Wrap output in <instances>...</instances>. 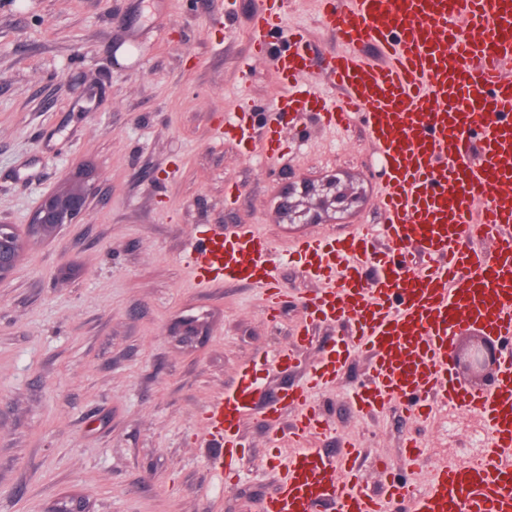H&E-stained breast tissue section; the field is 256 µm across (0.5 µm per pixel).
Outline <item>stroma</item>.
Wrapping results in <instances>:
<instances>
[{
	"label": "stroma",
	"instance_id": "35a3bbf8",
	"mask_svg": "<svg viewBox=\"0 0 512 512\" xmlns=\"http://www.w3.org/2000/svg\"><path fill=\"white\" fill-rule=\"evenodd\" d=\"M257 0H0V224L26 235L0 281V512H261L288 460L269 448L260 415L242 425L236 481L218 482L198 439L201 414L246 362L292 341L314 289L289 256L296 241L379 224L383 172L366 134L340 140L310 126L287 161H264L224 139L245 100L280 92L269 64L243 75ZM287 26L318 50L336 46L317 0H285ZM82 164L99 181L77 223L29 236L40 200ZM240 196L224 203L226 185ZM347 190L342 211L331 186ZM293 194L317 218L281 209ZM250 224L267 235L292 303L269 319L250 287L199 283L187 264L196 228ZM319 327L288 372H258L265 398L305 381L323 345ZM369 372L360 353L316 398L331 435L312 446L333 457L343 438L364 450L362 486L383 467L415 484L471 457L465 425L420 423L398 405L376 417L351 399ZM415 435L423 455L408 461Z\"/></svg>",
	"mask_w": 512,
	"mask_h": 512
}]
</instances>
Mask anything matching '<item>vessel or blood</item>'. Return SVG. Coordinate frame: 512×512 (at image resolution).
Segmentation results:
<instances>
[{"instance_id":"b4317fda","label":"vessel or blood","mask_w":512,"mask_h":512,"mask_svg":"<svg viewBox=\"0 0 512 512\" xmlns=\"http://www.w3.org/2000/svg\"><path fill=\"white\" fill-rule=\"evenodd\" d=\"M321 19L338 47L324 53L317 87H302L313 55L298 29L285 30L281 0H260L250 26L260 39L251 60L269 59L286 92L275 105L251 106L224 124V138L244 142L260 129L267 159H283L288 141L278 112L303 121L317 111L329 130L362 126L375 148L385 187L379 232L308 237L298 245L318 282L305 296L296 345L276 356L298 363L297 344L317 326L335 327L306 384L265 402L243 368L235 386L203 412L201 440L216 476L232 475L244 417L267 422L271 442L283 432L281 408L294 407L289 431L300 448L288 460L263 512H512V0H320ZM375 47L369 59L364 45ZM340 92L342 103L332 94ZM271 240L248 224L193 234L188 264L203 282L256 286L266 313L288 303L270 269ZM479 329L503 343L500 379L467 390L450 379L458 331ZM365 354L366 379L352 399L373 415L392 403L425 421L433 403L477 413L490 440L478 461L441 467L426 488L387 471L380 492L358 484L361 452L344 443L328 458L307 441L327 431L313 393L335 380L350 352Z\"/></svg>"}]
</instances>
